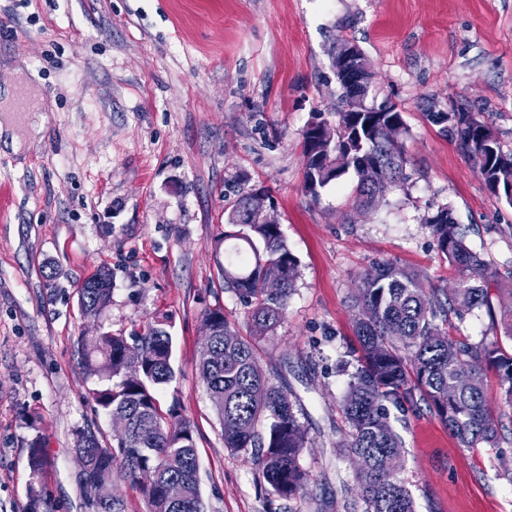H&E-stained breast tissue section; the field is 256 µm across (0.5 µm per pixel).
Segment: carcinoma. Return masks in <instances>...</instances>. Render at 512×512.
<instances>
[{
    "label": "carcinoma",
    "mask_w": 512,
    "mask_h": 512,
    "mask_svg": "<svg viewBox=\"0 0 512 512\" xmlns=\"http://www.w3.org/2000/svg\"><path fill=\"white\" fill-rule=\"evenodd\" d=\"M341 89L336 123L318 120L329 133L323 151L312 125L303 131L304 191L317 200L321 191L348 173L357 178L353 208L366 214L388 194L404 189L408 163L404 140L409 135L401 112H347V87ZM427 119L449 125L472 160L487 190L512 206V152L503 150L487 121L473 112H437ZM267 195L258 189L241 196L227 215L234 231L224 240L235 244L224 252V282L249 309L255 336H265L283 319L295 288L299 262L288 248L278 224L264 223ZM443 257L458 274L456 287L440 293L420 275L390 260L376 261L359 275L353 301L359 349L351 351L358 367L342 399L349 433L337 447L358 459L356 494L350 512H415L413 500L399 477L403 441L390 421L388 405L401 410L425 402L464 448H498L501 417L512 418V352L496 338L476 342L452 336V319L475 309L499 307L512 338V288L498 291L493 305L490 282L498 270L474 250L470 227L458 224L442 206L425 220ZM281 282L278 292L266 282ZM112 276L102 268L85 280L79 305L107 308ZM217 334L200 346L196 369L214 406L224 447L250 450L259 473L283 499L302 496L309 483L300 457L309 443L307 428L298 421L291 393L273 384L259 365L254 343L238 335L221 308L204 311ZM87 394L106 415L121 413L129 421L124 441L102 445L91 426L74 432V451L87 463L77 477L83 512H125L114 491L115 470L140 487L149 512H204L197 477L194 427L172 409L164 414L156 392L174 381L172 336L167 321L158 320L128 342L101 331L77 341ZM494 370L499 380L494 415L483 377ZM28 467L39 477L48 464L40 437L29 443ZM175 480L184 488L177 503L168 502L161 485Z\"/></svg>",
    "instance_id": "1"
}]
</instances>
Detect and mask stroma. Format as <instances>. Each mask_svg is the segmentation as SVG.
Here are the masks:
<instances>
[{"mask_svg":"<svg viewBox=\"0 0 512 512\" xmlns=\"http://www.w3.org/2000/svg\"><path fill=\"white\" fill-rule=\"evenodd\" d=\"M355 42L370 95L395 102L410 133L409 180L369 214L348 174L319 200L303 191L302 132L335 120L330 53ZM41 100L39 142L0 144V512H29L28 444L42 437L39 483L52 512H81L73 432L112 423L87 399L77 339L131 337L164 318L176 377L159 391L195 427L204 512H345L354 464L338 456L339 402L356 344L351 297L372 261L454 287L425 223L438 207L471 226L469 243L512 286V207L488 193L429 106L482 113L512 151V0H0V92ZM266 190L299 276L260 366L295 398L309 431L303 498L273 494L251 451L224 446L195 370L202 313L222 308L241 336L247 310L224 283V220ZM112 273V300L83 313L78 290ZM38 415L36 428L21 421ZM399 473L416 512H512V440L464 448L427 407L392 412Z\"/></svg>","mask_w":512,"mask_h":512,"instance_id":"35a3bbf8","label":"stroma"}]
</instances>
